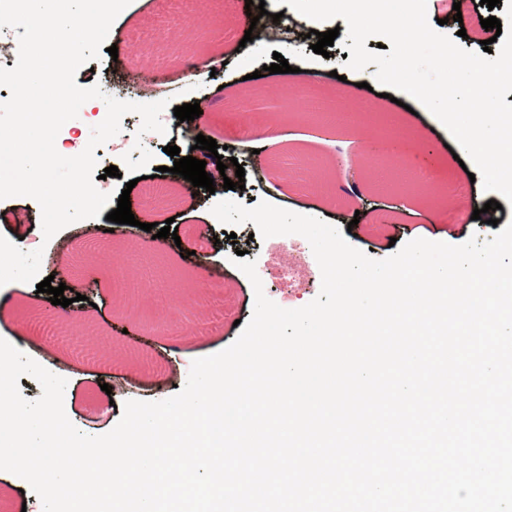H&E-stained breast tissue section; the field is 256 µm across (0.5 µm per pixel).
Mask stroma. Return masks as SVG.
I'll return each instance as SVG.
<instances>
[{
    "mask_svg": "<svg viewBox=\"0 0 512 512\" xmlns=\"http://www.w3.org/2000/svg\"><path fill=\"white\" fill-rule=\"evenodd\" d=\"M505 4L494 8L480 0H461L453 10L447 0H427L429 22L440 33L465 30V49L482 52L491 34L482 17H502ZM195 14L196 29L185 41L173 40L188 14ZM245 0H206L195 8L192 0H131L127 12L113 21L107 41L117 56L102 53L92 66L79 69V86L98 84L105 93L133 82L164 91L181 88L185 98L200 101L201 122L219 144L263 131L255 154L240 156L245 187L229 192L243 205L268 199L276 183L279 163L306 162V193H289L288 209L345 230L351 246L373 259L393 255L395 246L424 238L460 245L471 237L485 240L493 228L473 219L474 201H489L482 180H470L473 161L458 163L448 145L453 137L429 113L401 112L385 98L378 85V109L362 111L372 92L376 68L361 71L344 65L346 48L333 44L321 59V75L301 72L302 57L290 58L286 74L267 72L274 54H286L287 44L271 42L262 52L244 42ZM223 60L221 74L207 63ZM261 72L262 82L275 87L271 97L247 106L240 97L244 75ZM318 85L317 101L340 116L335 139L325 138L318 122L291 103L287 115L277 110L283 84ZM386 142L375 161L390 162L407 173L409 183L384 188L373 180V166L364 162L363 145L376 135ZM354 142L351 164L332 158L334 140ZM170 136L144 135L143 145L153 155L143 168V180L131 173L97 180L103 192L129 190L138 215L162 223L173 219L177 238H161L151 249L139 250L148 232L112 228L104 217L76 221L48 241L40 275L54 277L80 293L79 301L59 308L60 335H47L42 318L47 294L18 286L0 288V338H11L17 349L49 371H60L67 384L64 410L82 433L100 436L122 417L126 400L156 402L172 397L185 386L194 360L216 354L233 344L249 322L255 293L249 278L231 261L235 251L255 262L266 296L285 309L303 307L320 293V282L289 288L279 278L280 255L269 240L258 237L254 223L235 226V240L223 237L224 224L213 219L210 194L196 193L191 182L173 177L174 159L164 148ZM261 169L265 181H255ZM0 236L32 240L42 238L41 210L28 197L0 200ZM125 386L127 396L109 397V389Z\"/></svg>",
    "mask_w": 512,
    "mask_h": 512,
    "instance_id": "stroma-1",
    "label": "stroma"
}]
</instances>
